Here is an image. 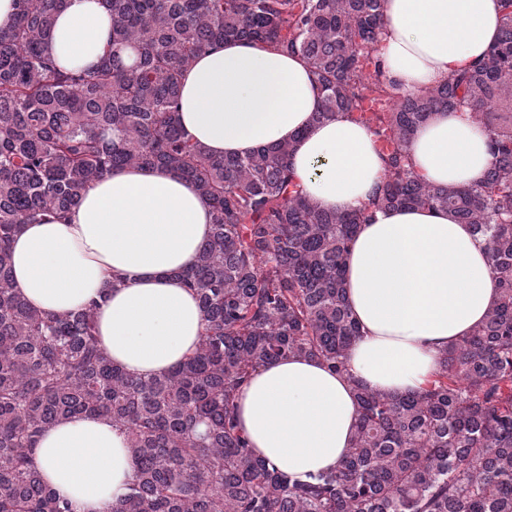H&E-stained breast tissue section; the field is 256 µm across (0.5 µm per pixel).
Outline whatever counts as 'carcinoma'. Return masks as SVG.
Segmentation results:
<instances>
[{"label": "carcinoma", "instance_id": "carcinoma-1", "mask_svg": "<svg viewBox=\"0 0 512 512\" xmlns=\"http://www.w3.org/2000/svg\"><path fill=\"white\" fill-rule=\"evenodd\" d=\"M0 29V512H70L31 451L62 419L106 415L128 434L134 477L112 512H512V0L499 39L468 70L416 94L391 79L375 45L383 0H104L110 47L63 69L45 40L66 0H16ZM228 41L303 57L320 91L315 122L350 113L384 165L369 207L319 209L296 182L293 145L216 157L179 119L183 72ZM467 107L493 160L471 188L435 187L408 145L431 113ZM156 166L193 182L212 230L179 273L204 327L169 372L134 376L96 331L99 303L33 310L14 285L10 242L63 217L112 170ZM446 211L483 238L499 298L450 344L420 391L355 385L357 414L340 466L299 481L256 456L236 400L257 369L318 359L338 373L361 336L344 257L377 209Z\"/></svg>", "mask_w": 512, "mask_h": 512}]
</instances>
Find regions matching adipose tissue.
<instances>
[{
  "label": "adipose tissue",
  "mask_w": 512,
  "mask_h": 512,
  "mask_svg": "<svg viewBox=\"0 0 512 512\" xmlns=\"http://www.w3.org/2000/svg\"><path fill=\"white\" fill-rule=\"evenodd\" d=\"M377 54L389 77L419 92L461 73L497 41L501 0H383ZM112 16L101 0H67L46 41L58 66L96 65ZM319 89L307 62L229 42L185 70L179 120L217 155L293 143L297 181L321 209L368 204L383 163L374 134L344 112L312 122ZM408 153L435 186L481 184L487 133L467 108L431 113ZM210 207L179 174L128 167L94 182L65 220L23 225L11 242L13 276L34 309L65 313L100 299L99 334L112 361L138 376L167 373L202 331L193 291L175 273L210 233ZM361 337L347 371L291 356L258 369L238 399L239 425L259 456L298 478L336 467L350 446L354 384L385 394L421 390L445 348L480 325L497 299L483 241L444 211L386 209L360 225L346 255ZM32 456L71 512H110L134 473L128 437L109 417L58 422Z\"/></svg>",
  "instance_id": "ef3b65f1"
}]
</instances>
